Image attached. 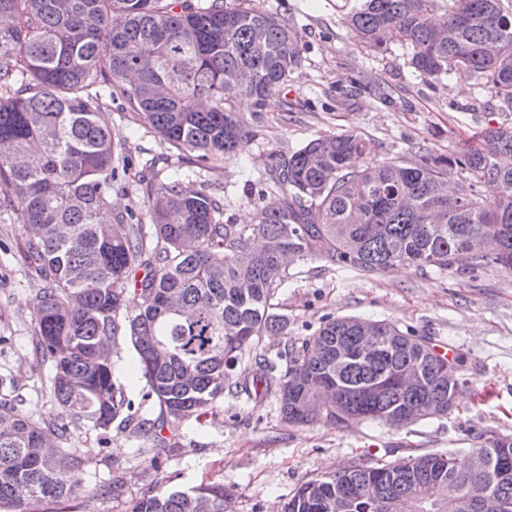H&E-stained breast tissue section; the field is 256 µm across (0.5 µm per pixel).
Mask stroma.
<instances>
[{
	"label": "stroma",
	"mask_w": 512,
	"mask_h": 512,
	"mask_svg": "<svg viewBox=\"0 0 512 512\" xmlns=\"http://www.w3.org/2000/svg\"><path fill=\"white\" fill-rule=\"evenodd\" d=\"M256 3L296 28L301 63L263 112H254L247 98L235 100V111L253 118L236 158L200 174L183 169L190 182L223 199L224 214L235 223H254L255 198L269 183L273 158L288 157L319 135L352 131L365 138L372 150L357 160L362 168L445 154L487 125L512 124V111L498 110L478 81L454 72H417L411 46L393 44L377 53L358 45L344 19L359 0ZM101 110L115 142L134 159L125 189L112 192L115 208H143L138 175L166 147L122 99L104 100ZM24 241L14 211L0 207V379L12 384L8 391L0 387V396L9 392L21 398L23 409L48 411L50 374L32 346L40 281L26 262ZM290 272L275 298L287 332L260 337L255 355L278 361L288 338L312 334L329 315L391 321L461 358L465 389L448 415L399 429L378 422L292 426L273 397L228 390L207 417L183 419L160 439L116 421L103 445L90 427L75 428L69 445L81 449L84 465L73 490L60 502L30 504V512H126L130 499L155 484L187 489L212 482L231 493L228 512H281L305 480L360 459L384 458L389 448L398 458L453 452L464 459L478 447L479 433L512 436V272L399 267L367 274L323 260L298 263ZM136 359L131 344L120 342L113 376L140 415L153 418L159 408L142 399L146 387ZM115 471L125 478L126 499L94 496L95 485Z\"/></svg>",
	"instance_id": "35a3bbf8"
}]
</instances>
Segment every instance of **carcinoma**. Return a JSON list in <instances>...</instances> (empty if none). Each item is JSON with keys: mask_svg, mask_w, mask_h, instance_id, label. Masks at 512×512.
Instances as JSON below:
<instances>
[{"mask_svg": "<svg viewBox=\"0 0 512 512\" xmlns=\"http://www.w3.org/2000/svg\"><path fill=\"white\" fill-rule=\"evenodd\" d=\"M364 0L346 18L362 46L412 45L424 76L456 72L484 81L512 109V4L507 0ZM0 204L27 230L28 264L41 282L33 315L34 351L50 366L54 409L21 408L0 398V506L61 500L81 472L82 452L67 448L72 429L105 434L132 410L112 374V351L128 340L146 382L143 401L159 406L136 430L157 435L207 414L234 385L247 397H276L290 424L402 426L405 413L432 404L448 414L464 386L448 381L459 365L429 338L370 321L377 350L361 352L351 316H328L309 336L291 339L282 369L264 358L236 372L259 337L286 319L274 299L289 262L324 259L368 273L400 265L422 271H512V125L489 126L476 143L409 164L353 167L367 143L344 132L310 140L272 165L277 199L256 223L224 219V203L177 175L157 179L161 155L144 166L147 210L112 212V190L131 160L114 142L100 107L121 98L173 155L202 170L239 154L249 131L232 109L239 96L262 109L301 60L288 21L235 0H0ZM461 175L462 193L448 180ZM492 184L490 198L480 189ZM150 224H145V221ZM492 235L494 254L468 255L473 238ZM416 369L412 391L400 376ZM488 467L461 468L445 454L355 462L352 469L301 483L283 512H334L336 494L353 512L400 500L413 487L438 509L472 512L448 486L478 481L512 500V437L480 435ZM96 496L119 499L110 478ZM222 484L154 486L127 512H224Z\"/></svg>", "mask_w": 512, "mask_h": 512, "instance_id": "obj_1", "label": "carcinoma"}]
</instances>
